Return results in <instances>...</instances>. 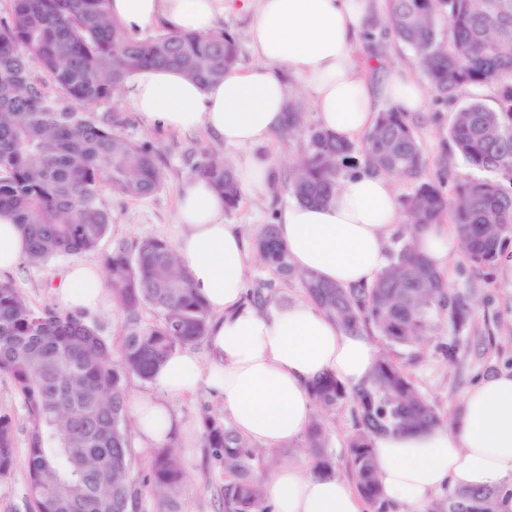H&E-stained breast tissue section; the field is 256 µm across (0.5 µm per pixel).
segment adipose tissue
I'll list each match as a JSON object with an SVG mask.
<instances>
[{
	"instance_id": "obj_1",
	"label": "adipose tissue",
	"mask_w": 512,
	"mask_h": 512,
	"mask_svg": "<svg viewBox=\"0 0 512 512\" xmlns=\"http://www.w3.org/2000/svg\"><path fill=\"white\" fill-rule=\"evenodd\" d=\"M228 0H111L112 15L133 32L155 26L179 32L212 31ZM250 15L247 40L259 64L234 68L202 85L169 68L136 74L130 99L150 124L176 133L203 131L228 145L248 146L284 124L290 80L302 81L319 126L354 139L370 130L380 102L423 113L427 84L403 70L372 85L352 52L372 0H239ZM175 244L195 290L206 300L208 365L195 352H176L152 381L157 394L140 400L135 416L143 447L159 448L183 428L172 400L206 388L219 399L240 436L275 447L297 440L313 411L309 386L331 375L360 384L376 361L363 337L346 335L315 305L298 302L265 310L243 300L249 254L236 225L224 221V199L203 179L183 182ZM404 217L390 180L361 173L341 181L330 203H289L277 232L298 270L343 288L368 285L387 263L386 245ZM419 250L436 267L458 253L454 228L430 224ZM26 258V236L14 214L0 211V274ZM65 306L91 309L105 288L93 263L68 267L60 286ZM376 471L388 512H423L437 492L500 491V512H512V372L490 376L467 391L447 428L385 435L374 442ZM272 512H364L343 480L318 478L292 467L270 479Z\"/></svg>"
}]
</instances>
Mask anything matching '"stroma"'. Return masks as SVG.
Returning <instances> with one entry per match:
<instances>
[{"label": "stroma", "instance_id": "35a3bbf8", "mask_svg": "<svg viewBox=\"0 0 512 512\" xmlns=\"http://www.w3.org/2000/svg\"><path fill=\"white\" fill-rule=\"evenodd\" d=\"M112 106L125 118L122 132L126 138L136 143L149 141L158 147L165 185L144 200L105 193L104 203L112 213V227L97 252L87 254V261L101 263L103 253L118 241L132 244L147 236L177 241L182 227L175 219L176 200L182 183L189 177L186 152L191 148L218 152L235 165L254 155L268 160L276 186L263 196L243 194L238 209L224 218L225 223L239 226L247 244H254L263 225L276 222L279 211L288 204L290 196L281 183L302 148L299 140L289 141L273 135L247 148L227 146L203 131L178 134L147 124L132 107L128 95L115 99ZM451 119V107L433 98L429 99L426 112L414 119L427 159L421 178L435 182L448 194L453 193L457 183L479 176L449 144ZM71 262V257L66 256L42 265L24 263L10 278L32 307L60 310L64 304L58 293V281L63 268ZM443 274L450 290L470 299V322L457 334L447 321H438L433 334L418 349L416 360L408 362L407 371L418 390L432 402L449 426L470 388L489 375L512 370V246L492 269L475 267L460 255ZM265 282L274 285L272 304L288 305L307 299L298 279L279 280L259 258H252L246 274L247 290H254ZM452 342L458 343L459 349L456 357L449 359L441 347ZM175 406L184 425L174 439L181 450L185 472L180 494L182 512H223L219 490L224 484V472L209 458L202 438L203 415L221 412L222 404L202 388L177 399ZM354 408L352 399H345L328 417V450L334 461V475L338 478L350 476L345 448L354 429ZM0 414L13 421L17 459L11 474L0 478V512H30L24 462L27 412L12 380L5 375H0ZM312 465L305 442L299 439L279 446L275 456L259 460L256 472L267 480L280 468L293 467L307 473Z\"/></svg>", "mask_w": 512, "mask_h": 512}]
</instances>
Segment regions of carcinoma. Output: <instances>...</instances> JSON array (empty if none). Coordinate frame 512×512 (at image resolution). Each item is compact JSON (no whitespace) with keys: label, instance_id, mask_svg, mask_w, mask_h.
<instances>
[{"label":"carcinoma","instance_id":"obj_1","mask_svg":"<svg viewBox=\"0 0 512 512\" xmlns=\"http://www.w3.org/2000/svg\"><path fill=\"white\" fill-rule=\"evenodd\" d=\"M391 37L419 60L430 91L458 104L448 128L452 148L486 177L459 183L453 196L420 180L427 164L413 118L391 106L378 114L362 146L309 122L288 104L283 139L303 140L283 187L299 203H328L340 179L359 168L415 183L402 201L405 227L391 261L369 285L342 288L298 273L266 224L256 247L261 262L284 278L299 277L310 301L351 336L374 333L391 349L413 350L436 317L461 333L470 320L465 296L418 251L420 231L447 217L466 260L493 267L512 239V0H384L368 21L372 47ZM238 37L162 30L140 37L109 12V0H10L0 17V210L12 211L28 237L29 264L92 252L108 235L112 214L103 195L141 200L165 184L159 151L118 128V112L98 108L120 96L150 67L173 68L203 84L219 81L239 61ZM492 92L495 107L471 94ZM190 177L207 180L237 210L242 188L232 165L213 153L189 158ZM122 320L120 345L80 315L33 308L10 279H0V374L11 378L27 410L26 472L33 512H137L142 489L158 496V512H181L179 450L153 451L137 488L131 471L125 383H150L176 351L200 342L210 311L180 264L174 245L150 236L118 241L102 257ZM154 313L151 322L142 311ZM331 412L347 394L355 432L347 465L361 498L384 512L374 438L440 426L435 406L404 364L389 355L349 389L331 376L310 387ZM204 446L224 470V512H269L260 452L223 417H202ZM312 474L333 475L323 422L307 429ZM15 465L14 426L0 415V477ZM495 490L460 489L432 512H498Z\"/></svg>","mask_w":512,"mask_h":512}]
</instances>
